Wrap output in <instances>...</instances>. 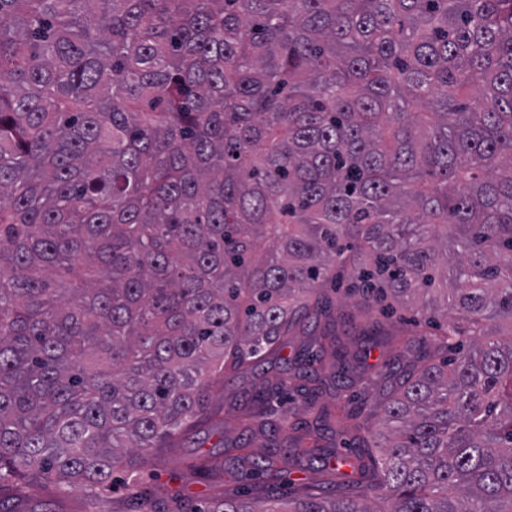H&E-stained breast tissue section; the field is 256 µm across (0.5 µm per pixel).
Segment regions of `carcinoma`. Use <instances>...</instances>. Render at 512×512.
<instances>
[{"label": "carcinoma", "instance_id": "cac0c4a2", "mask_svg": "<svg viewBox=\"0 0 512 512\" xmlns=\"http://www.w3.org/2000/svg\"><path fill=\"white\" fill-rule=\"evenodd\" d=\"M346 274L443 335L357 377L354 457L271 419L312 443L236 445L263 494L176 512H512V0H0V512L118 468L171 512L143 472L213 380L314 409ZM296 455L357 476L292 498Z\"/></svg>", "mask_w": 512, "mask_h": 512}]
</instances>
